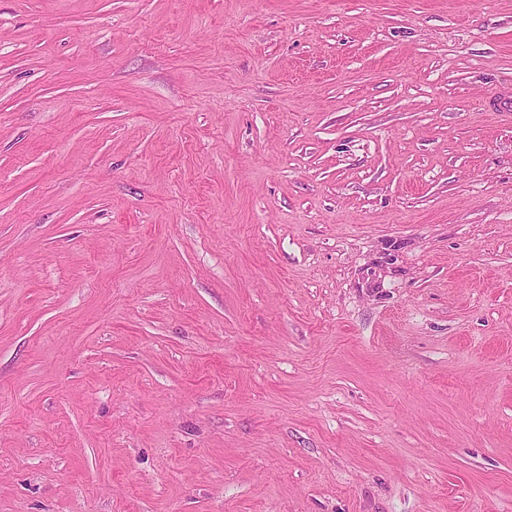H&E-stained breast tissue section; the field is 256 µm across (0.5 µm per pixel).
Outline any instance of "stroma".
<instances>
[{
  "instance_id": "stroma-1",
  "label": "stroma",
  "mask_w": 512,
  "mask_h": 512,
  "mask_svg": "<svg viewBox=\"0 0 512 512\" xmlns=\"http://www.w3.org/2000/svg\"><path fill=\"white\" fill-rule=\"evenodd\" d=\"M512 0H0V512H512Z\"/></svg>"
}]
</instances>
